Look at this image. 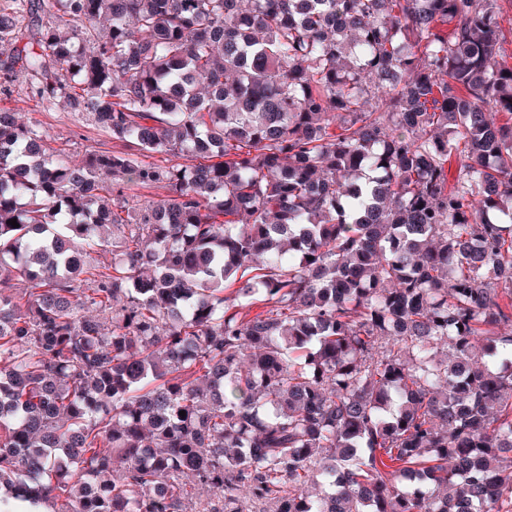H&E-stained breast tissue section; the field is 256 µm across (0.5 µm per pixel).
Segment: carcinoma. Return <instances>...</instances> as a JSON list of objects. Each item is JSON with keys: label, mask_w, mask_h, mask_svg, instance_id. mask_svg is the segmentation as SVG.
<instances>
[{"label": "carcinoma", "mask_w": 512, "mask_h": 512, "mask_svg": "<svg viewBox=\"0 0 512 512\" xmlns=\"http://www.w3.org/2000/svg\"><path fill=\"white\" fill-rule=\"evenodd\" d=\"M499 16L0 8V93L24 75L119 145L75 162L0 109V512H512Z\"/></svg>", "instance_id": "cac0c4a2"}]
</instances>
